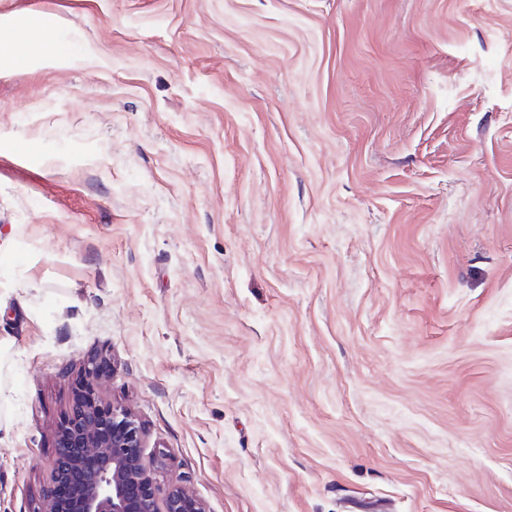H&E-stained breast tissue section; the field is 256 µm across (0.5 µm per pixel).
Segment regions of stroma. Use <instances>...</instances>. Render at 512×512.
Wrapping results in <instances>:
<instances>
[{
    "instance_id": "stroma-1",
    "label": "stroma",
    "mask_w": 512,
    "mask_h": 512,
    "mask_svg": "<svg viewBox=\"0 0 512 512\" xmlns=\"http://www.w3.org/2000/svg\"><path fill=\"white\" fill-rule=\"evenodd\" d=\"M0 233V512L92 356L206 512H512V0H0ZM18 29L24 31L26 47L31 58L50 56L51 31L49 23L41 15L29 10L24 12Z\"/></svg>"
}]
</instances>
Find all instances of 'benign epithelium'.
<instances>
[{
	"mask_svg": "<svg viewBox=\"0 0 512 512\" xmlns=\"http://www.w3.org/2000/svg\"><path fill=\"white\" fill-rule=\"evenodd\" d=\"M53 482L69 489L67 502L46 497L41 512H206L186 489L159 497L143 453L137 419L126 409L89 406L71 414L56 435Z\"/></svg>",
	"mask_w": 512,
	"mask_h": 512,
	"instance_id": "obj_1",
	"label": "benign epithelium"
}]
</instances>
